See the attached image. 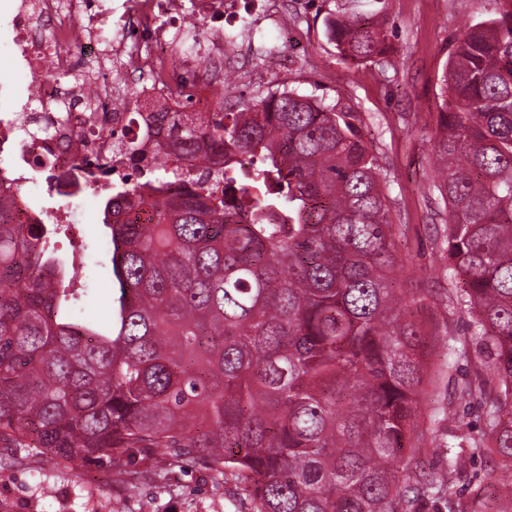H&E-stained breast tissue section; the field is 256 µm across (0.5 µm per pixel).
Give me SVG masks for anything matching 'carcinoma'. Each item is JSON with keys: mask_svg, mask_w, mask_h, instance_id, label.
Returning a JSON list of instances; mask_svg holds the SVG:
<instances>
[{"mask_svg": "<svg viewBox=\"0 0 512 512\" xmlns=\"http://www.w3.org/2000/svg\"><path fill=\"white\" fill-rule=\"evenodd\" d=\"M388 0H337L327 39L345 61L387 70ZM430 134L448 303L473 318L482 376L456 399L487 403L483 438L448 465L412 461L428 373L413 318L426 290L399 279L390 219L361 113L288 87L237 112H156L170 138L143 191L111 184L98 241L56 248L71 225L11 224L0 202V440L118 478L155 450L164 471L204 459L243 483L251 512H411L463 503L477 455L512 465V0H481L452 43ZM135 207L154 223L128 218ZM104 243L112 315H87L86 258Z\"/></svg>", "mask_w": 512, "mask_h": 512, "instance_id": "1", "label": "carcinoma"}]
</instances>
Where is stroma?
<instances>
[{
  "label": "stroma",
  "mask_w": 512,
  "mask_h": 512,
  "mask_svg": "<svg viewBox=\"0 0 512 512\" xmlns=\"http://www.w3.org/2000/svg\"><path fill=\"white\" fill-rule=\"evenodd\" d=\"M291 17L288 48L272 61L258 60L253 48L242 46L231 66L246 75L228 100L212 101L211 111L237 110L267 90L294 85L299 91L359 112L362 133L379 154L389 180L393 223L406 225L395 246L405 260V275L431 297L422 317L437 328L440 339L428 357L435 376L426 385L416 427L425 441L416 456L419 471L429 472L446 461V445L459 429L482 437L483 403H459L458 381L480 371L477 360L449 362L447 342L470 336L468 314L449 308L444 293L446 249L443 203L428 191L431 145L421 129L434 128L442 106L441 76L450 42L480 8L478 0H392L388 41L393 66L379 73L371 64H347L325 36V19L336 0H278ZM457 419H449V412ZM152 458L139 460V478L128 483L88 481L89 464L64 463L38 449L0 442V512H250L251 504L232 476L213 478L201 463L176 466L168 475H151ZM496 478L497 512L512 504V472L491 458L473 457L457 488L461 501L482 493Z\"/></svg>",
  "instance_id": "35a3bbf8"
}]
</instances>
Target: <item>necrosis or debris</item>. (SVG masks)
I'll use <instances>...</instances> for the list:
<instances>
[{"label":"necrosis or debris","mask_w":512,"mask_h":512,"mask_svg":"<svg viewBox=\"0 0 512 512\" xmlns=\"http://www.w3.org/2000/svg\"><path fill=\"white\" fill-rule=\"evenodd\" d=\"M171 0H0V47L10 54L27 80L38 107L19 110L11 80L0 78V179L19 193L22 175L38 173L51 160L56 170L87 159L108 167L113 181L124 182L132 163L122 141L139 138L141 128L119 107L123 90L134 91L147 111H186L182 94L172 90L170 72L181 67L197 109H204L227 74L224 58L234 49L224 40V19L239 20V0H193L195 15L215 19L204 50L186 55L172 44L173 31L184 21L173 15ZM118 59L122 83L111 73L94 71L87 97L64 89L62 76L76 71L79 60ZM60 124L51 138L19 139L23 129Z\"/></svg>","instance_id":"4bbe7bcc"}]
</instances>
